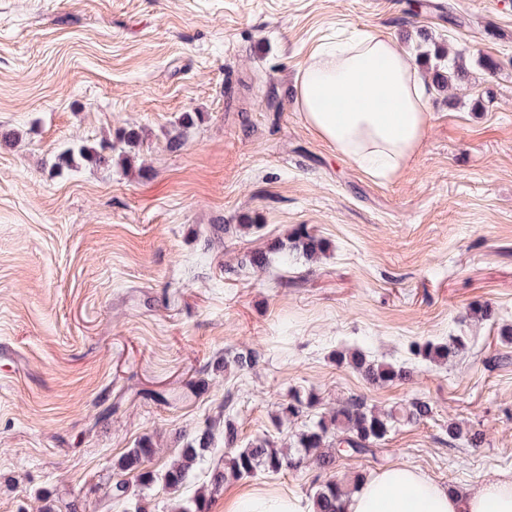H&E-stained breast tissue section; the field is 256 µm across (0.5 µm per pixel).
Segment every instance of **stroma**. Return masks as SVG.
<instances>
[{"instance_id":"stroma-1","label":"stroma","mask_w":512,"mask_h":512,"mask_svg":"<svg viewBox=\"0 0 512 512\" xmlns=\"http://www.w3.org/2000/svg\"><path fill=\"white\" fill-rule=\"evenodd\" d=\"M440 2L463 26L407 19L401 0H0V512L45 495L57 512H124L105 497L122 454L151 438L164 470L183 434L227 416L240 445L288 443L307 418L271 416L292 387L317 395L314 419L353 396L433 414L332 470L260 472L225 493L308 502L328 479L394 465L458 490L512 473V344L497 339L512 324V0ZM362 32L472 62L460 89L432 94L421 149L388 180L295 106L312 50ZM186 112L201 121L182 127ZM126 127L147 176L117 151L56 167ZM214 224L248 230L216 243ZM300 225L328 243L319 260L242 266ZM481 304L492 319L470 318ZM456 334L471 346L447 365L409 352ZM342 345L413 377L370 385L336 365ZM246 351L254 368L222 370ZM452 421L483 444L449 441ZM116 148L112 138L102 139L95 143L81 144L75 148H68L57 155L56 164L59 167L69 166L74 161L75 154L84 160L99 165H107L112 161V151Z\"/></svg>"}]
</instances>
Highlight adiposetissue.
Masks as SVG:
<instances>
[{"label": "adipose tissue", "mask_w": 512, "mask_h": 512, "mask_svg": "<svg viewBox=\"0 0 512 512\" xmlns=\"http://www.w3.org/2000/svg\"><path fill=\"white\" fill-rule=\"evenodd\" d=\"M297 103L306 126L367 175L391 179L426 136L429 85L390 37L359 35L336 50H313L298 74ZM225 512H314L283 495H235ZM343 512H512V478L498 476L461 492L416 468L369 474Z\"/></svg>", "instance_id": "ef3b65f1"}]
</instances>
